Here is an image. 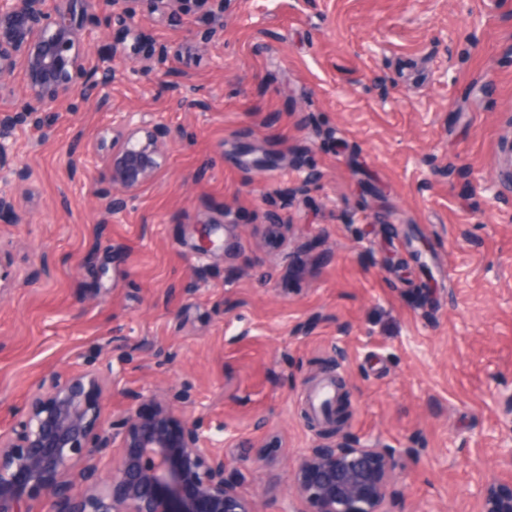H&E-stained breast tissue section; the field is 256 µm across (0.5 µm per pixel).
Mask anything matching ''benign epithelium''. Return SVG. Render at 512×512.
I'll list each match as a JSON object with an SVG mask.
<instances>
[{"label": "benign epithelium", "instance_id": "1", "mask_svg": "<svg viewBox=\"0 0 512 512\" xmlns=\"http://www.w3.org/2000/svg\"><path fill=\"white\" fill-rule=\"evenodd\" d=\"M0 0V89L21 70L26 94L19 104L0 105V168L9 166L12 130L25 122L40 124V114L77 97L96 94L113 77L112 63L132 61L140 71L161 68L165 47L140 54L149 41L135 22L136 6L160 18H176L178 0ZM203 7L200 24L190 31L206 45L224 31L229 0H194ZM105 23L108 40L97 49V65L85 63L82 30L90 17ZM160 128L123 117L112 137L93 148L99 173L120 186L105 203L119 212L124 195L135 191L162 165ZM257 171L276 157L256 155L240 146ZM0 221L17 223L12 192L0 189ZM112 395V382L98 373L56 374L39 388L26 414L0 432V512H36L34 503L48 494L49 512H259L227 475L224 451L206 445L195 418H179L171 404L139 394L129 408L105 427L101 410ZM121 444L111 447V429ZM112 468L101 476L103 456ZM395 450L348 438L339 444L318 443L301 457L294 475L302 512H386L385 502L399 494L394 474ZM477 512H512V484L494 478L477 495Z\"/></svg>", "mask_w": 512, "mask_h": 512}]
</instances>
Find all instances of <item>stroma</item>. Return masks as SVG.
Segmentation results:
<instances>
[{
  "instance_id": "stroma-1",
  "label": "stroma",
  "mask_w": 512,
  "mask_h": 512,
  "mask_svg": "<svg viewBox=\"0 0 512 512\" xmlns=\"http://www.w3.org/2000/svg\"><path fill=\"white\" fill-rule=\"evenodd\" d=\"M199 15L138 11L165 73L119 63L101 96L15 133L0 431L53 374L108 368L104 422L155 393L203 421L262 512L298 510L310 399L337 375L350 416L331 440L399 453V512H475L512 448V0H232L203 47ZM116 112L166 135L109 217L86 148ZM244 142L287 160L256 172Z\"/></svg>"
}]
</instances>
